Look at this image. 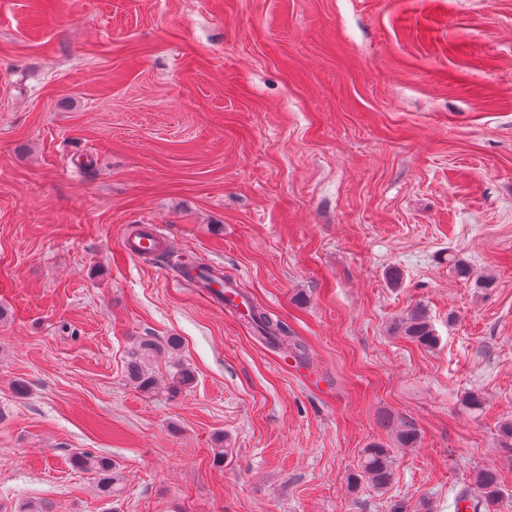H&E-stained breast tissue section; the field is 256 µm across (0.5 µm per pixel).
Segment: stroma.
Listing matches in <instances>:
<instances>
[{
  "label": "stroma",
  "instance_id": "obj_1",
  "mask_svg": "<svg viewBox=\"0 0 512 512\" xmlns=\"http://www.w3.org/2000/svg\"><path fill=\"white\" fill-rule=\"evenodd\" d=\"M0 306V512H456L485 468L512 512V0H0ZM416 307L434 346L395 330ZM171 336L192 387L136 389ZM373 443L381 489L350 482ZM163 247L164 243L161 234L150 228L147 236L141 238L129 237L123 243L124 252L135 260H141L147 256L158 253ZM247 316L248 323L260 335L258 337L261 340L287 353L288 346H292L295 357L305 358L303 356L305 347L296 340L292 343L288 340V338L292 339V336H288V329L282 322L273 320L263 309L253 304L250 305ZM159 346L149 339L137 342L128 352L126 369L129 379L143 392H149L157 384L156 376L149 367ZM359 473L355 480L367 477L375 486H385L390 483L393 475V460L388 448L380 444H371L363 449L359 463ZM71 464L77 470L91 472L96 475L103 497L111 498L114 493L119 491L116 466L111 458L81 451L71 457Z\"/></svg>",
  "mask_w": 512,
  "mask_h": 512
}]
</instances>
